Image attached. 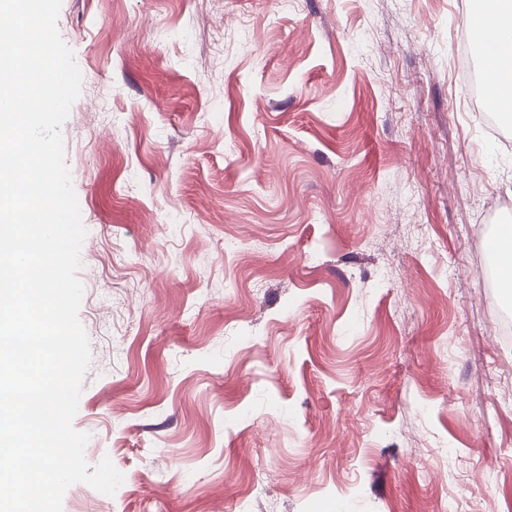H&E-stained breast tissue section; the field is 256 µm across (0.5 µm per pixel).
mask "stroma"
Here are the masks:
<instances>
[{
  "mask_svg": "<svg viewBox=\"0 0 512 512\" xmlns=\"http://www.w3.org/2000/svg\"><path fill=\"white\" fill-rule=\"evenodd\" d=\"M474 8L62 0L73 425L124 476L63 512H512V124L462 76ZM492 245L497 253L500 277L512 285V225L503 224Z\"/></svg>",
  "mask_w": 512,
  "mask_h": 512,
  "instance_id": "1",
  "label": "stroma"
}]
</instances>
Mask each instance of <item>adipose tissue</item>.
I'll return each instance as SVG.
<instances>
[{"label": "adipose tissue", "mask_w": 512, "mask_h": 512, "mask_svg": "<svg viewBox=\"0 0 512 512\" xmlns=\"http://www.w3.org/2000/svg\"><path fill=\"white\" fill-rule=\"evenodd\" d=\"M479 20L487 31V98L504 114L512 113V0H480Z\"/></svg>", "instance_id": "1"}]
</instances>
